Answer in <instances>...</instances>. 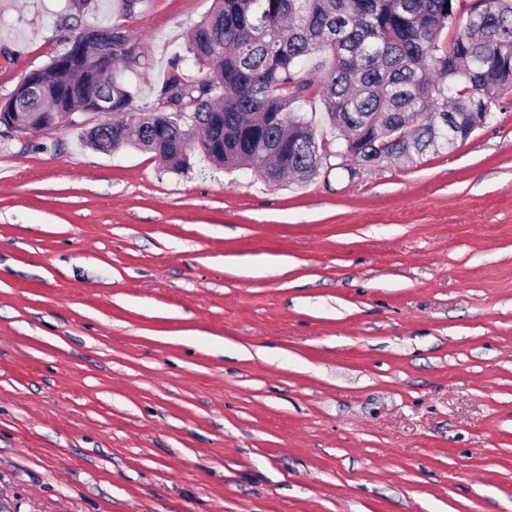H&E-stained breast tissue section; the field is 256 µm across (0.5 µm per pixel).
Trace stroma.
<instances>
[{"mask_svg":"<svg viewBox=\"0 0 512 512\" xmlns=\"http://www.w3.org/2000/svg\"><path fill=\"white\" fill-rule=\"evenodd\" d=\"M213 0H0V99ZM0 127V512H512V93L448 153L270 184Z\"/></svg>","mask_w":512,"mask_h":512,"instance_id":"35a3bbf8","label":"stroma"}]
</instances>
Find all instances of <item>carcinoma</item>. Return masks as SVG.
Returning <instances> with one entry per match:
<instances>
[{
  "label": "carcinoma",
  "mask_w": 512,
  "mask_h": 512,
  "mask_svg": "<svg viewBox=\"0 0 512 512\" xmlns=\"http://www.w3.org/2000/svg\"><path fill=\"white\" fill-rule=\"evenodd\" d=\"M192 30L186 54L159 91L160 109L144 120L115 121L89 132L110 152L132 144L181 168L193 131L218 166H247L266 181L315 176L327 159L295 104L318 84L338 153L362 166L410 162L428 150L466 141L498 97L512 91V0H214ZM112 46V75L72 58L67 47L6 103L19 130L89 111L99 94L116 114L132 111L124 73L130 38L95 30ZM326 69L308 68L313 58ZM210 67L188 81L182 64Z\"/></svg>",
  "instance_id": "carcinoma-1"
}]
</instances>
